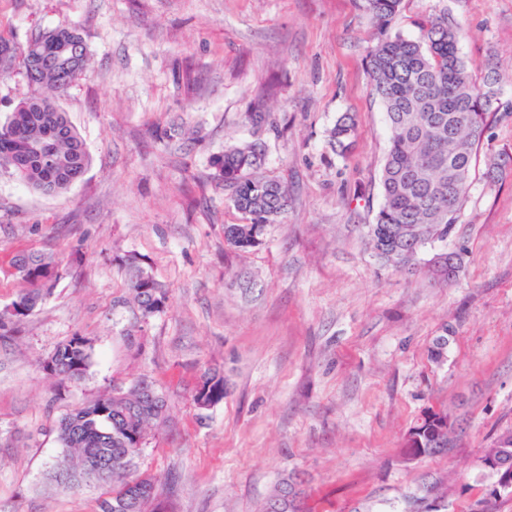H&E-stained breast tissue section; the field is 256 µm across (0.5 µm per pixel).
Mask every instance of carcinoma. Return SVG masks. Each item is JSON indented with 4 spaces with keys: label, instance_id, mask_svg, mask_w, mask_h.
Here are the masks:
<instances>
[{
    "label": "carcinoma",
    "instance_id": "1",
    "mask_svg": "<svg viewBox=\"0 0 512 512\" xmlns=\"http://www.w3.org/2000/svg\"><path fill=\"white\" fill-rule=\"evenodd\" d=\"M401 0H365V8L378 30L377 42L366 57V72L376 96L383 104L389 129V145L381 172L382 203L367 236L376 256L396 269L413 272L415 256L426 244L448 238L472 183L476 152L485 139L490 116L500 111L499 74L486 72L483 81L473 79L472 66L458 48L463 27L448 17H433L423 26L419 39H407L394 30ZM62 37L72 42L77 64L67 71L47 64L55 41L39 33L25 45L0 30V56L7 55L23 69L27 81L48 88L54 96L34 95L20 102L0 125V168L11 157H24L30 146L43 143L66 164L48 172L31 162L24 173H12L45 195L66 192L79 181L90 162L83 139L61 109L49 104L86 72L88 47L74 26L60 24ZM354 134L350 119L343 117L330 130V144L346 150ZM264 150L257 143L229 147L215 161L230 202L245 219L243 224L224 225V242L247 251L264 242L267 226L288 206V193L281 183L258 175ZM128 289L142 319L161 312L166 292L140 259H122ZM12 268L21 282L16 302L35 309L51 289L53 258L38 252H19ZM53 355L64 364L81 366L86 374L92 351L77 337L59 345ZM213 404L224 400V373L210 369L201 376ZM163 394L150 398L137 387L112 389L76 412L64 417L58 437L65 442L68 457L62 464L81 467L88 454L112 450L119 461L112 472L110 496L99 503L100 512H157L148 510L152 495L134 498L138 489L154 488L153 479L131 476L129 467L139 453L137 439L146 438L147 428L166 418ZM456 438L448 431L431 428L423 419L411 426L402 441L405 458L420 459L448 454Z\"/></svg>",
    "mask_w": 512,
    "mask_h": 512
}]
</instances>
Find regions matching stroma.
I'll list each match as a JSON object with an SVG mask.
<instances>
[{
    "instance_id": "obj_1",
    "label": "stroma",
    "mask_w": 512,
    "mask_h": 512,
    "mask_svg": "<svg viewBox=\"0 0 512 512\" xmlns=\"http://www.w3.org/2000/svg\"><path fill=\"white\" fill-rule=\"evenodd\" d=\"M443 13L462 24L475 76L497 67L504 109L457 223L411 274L366 236L389 132L365 71L363 0H0V30L17 41L82 30L88 74L57 103L90 155L56 196L0 169V310L21 288L18 251L60 263L50 295L0 337V512H98L104 486L53 479L59 422L141 378L169 410L132 471L175 512H259L292 472L308 512H408L431 490L442 512H468L485 449L512 427V171L486 176L512 154V0H402L396 29L419 38ZM345 114L356 131L340 155L328 132ZM244 143L263 146L259 172L287 186L288 208L241 252L224 242L242 217L213 162ZM458 251L460 276L444 282L432 260ZM127 254L167 291L146 321ZM76 335L93 345L85 378L47 375L43 360ZM215 366L228 392L202 410L194 387ZM430 407L460 421L458 445L406 461L403 436Z\"/></svg>"
}]
</instances>
